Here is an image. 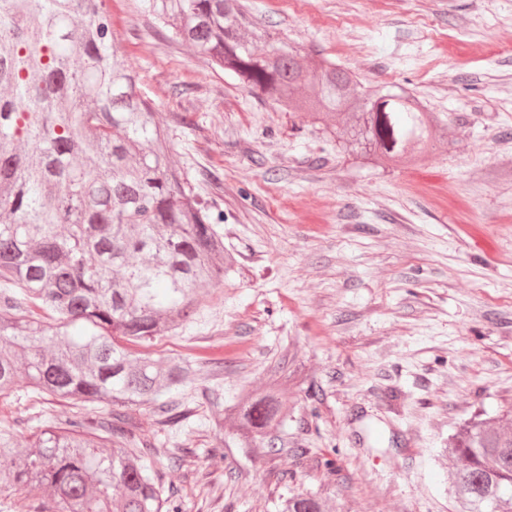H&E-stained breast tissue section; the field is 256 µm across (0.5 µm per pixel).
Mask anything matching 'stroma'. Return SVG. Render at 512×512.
Listing matches in <instances>:
<instances>
[{"label":"stroma","mask_w":512,"mask_h":512,"mask_svg":"<svg viewBox=\"0 0 512 512\" xmlns=\"http://www.w3.org/2000/svg\"><path fill=\"white\" fill-rule=\"evenodd\" d=\"M247 3L261 28L366 88L401 87L444 114L453 146L413 167L361 165L310 117L171 41L137 0H106L171 158L223 210L235 259L196 322L150 346L223 360L221 405L190 386L179 400L194 416L162 429L144 406L132 424L142 443L194 456L183 470L155 463L182 512H281L299 493L337 512H457L449 438L512 405V0H428L416 18L411 0ZM354 17L362 53L342 25ZM284 359L296 372L285 450L240 447L212 420ZM9 425L24 447L42 426L23 394L0 399Z\"/></svg>","instance_id":"obj_1"}]
</instances>
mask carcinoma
<instances>
[{
    "mask_svg": "<svg viewBox=\"0 0 512 512\" xmlns=\"http://www.w3.org/2000/svg\"><path fill=\"white\" fill-rule=\"evenodd\" d=\"M169 38L289 112H304L356 158L409 166L438 149L441 123L406 91H362L357 76L261 32L243 0H140ZM265 48H257V41ZM105 0H0V399L25 382L28 410L50 426L19 448L0 427V489L43 488L39 512H182L119 427L148 405L156 424L191 415L176 399L224 375V361L155 358L150 344L196 320L234 259L211 208L169 159V129L119 51ZM294 371L280 362L266 388L224 408L239 443L283 451ZM70 401L62 418L48 398ZM173 468L187 455L151 446ZM459 512H512V406L476 415L450 438ZM293 495L282 512H327Z\"/></svg>",
    "mask_w": 512,
    "mask_h": 512,
    "instance_id": "cac0c4a2",
    "label": "carcinoma"
}]
</instances>
